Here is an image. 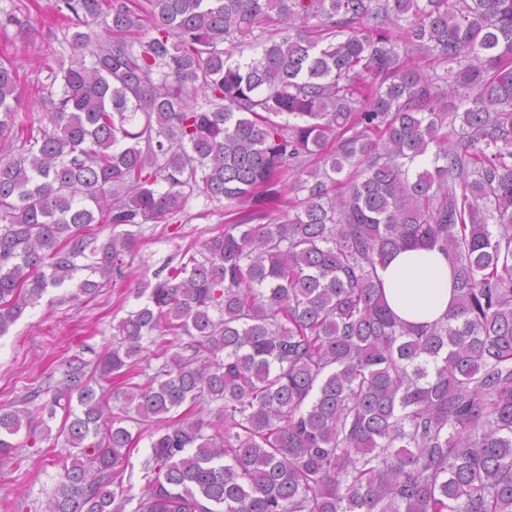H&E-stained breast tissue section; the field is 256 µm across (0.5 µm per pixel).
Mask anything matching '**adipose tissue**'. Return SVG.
Instances as JSON below:
<instances>
[{
  "mask_svg": "<svg viewBox=\"0 0 512 512\" xmlns=\"http://www.w3.org/2000/svg\"><path fill=\"white\" fill-rule=\"evenodd\" d=\"M379 274L385 299L399 319L430 324L446 317L454 298L453 270L440 251L399 252Z\"/></svg>",
  "mask_w": 512,
  "mask_h": 512,
  "instance_id": "adipose-tissue-1",
  "label": "adipose tissue"
}]
</instances>
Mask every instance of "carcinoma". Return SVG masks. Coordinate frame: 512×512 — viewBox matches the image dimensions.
<instances>
[{
  "mask_svg": "<svg viewBox=\"0 0 512 512\" xmlns=\"http://www.w3.org/2000/svg\"><path fill=\"white\" fill-rule=\"evenodd\" d=\"M148 3L57 0L72 55L38 125L0 56V336L80 271L78 296L123 280L136 228L194 191L224 210L95 364L0 408V465L59 410L77 449L27 510L512 512V0ZM412 247L453 266L444 321L384 301L378 268ZM147 435L148 432L143 435L137 447L131 452L130 456L127 458L125 463V469L123 472L124 486L127 487L131 483V485L133 486L131 493L135 495L139 493L142 484V481L140 480V468L142 462L150 452V441Z\"/></svg>",
  "mask_w": 512,
  "mask_h": 512,
  "instance_id": "cac0c4a2",
  "label": "carcinoma"
}]
</instances>
